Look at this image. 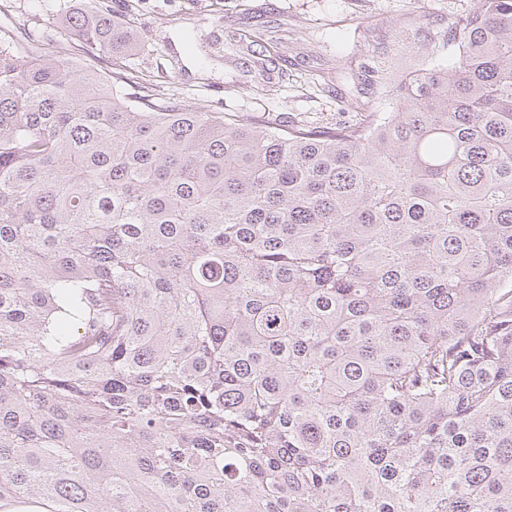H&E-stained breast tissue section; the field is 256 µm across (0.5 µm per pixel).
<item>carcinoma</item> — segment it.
I'll return each instance as SVG.
<instances>
[{
  "instance_id": "obj_1",
  "label": "carcinoma",
  "mask_w": 512,
  "mask_h": 512,
  "mask_svg": "<svg viewBox=\"0 0 512 512\" xmlns=\"http://www.w3.org/2000/svg\"><path fill=\"white\" fill-rule=\"evenodd\" d=\"M0 36V508L512 512V0L335 129Z\"/></svg>"
}]
</instances>
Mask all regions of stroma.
<instances>
[{"mask_svg": "<svg viewBox=\"0 0 512 512\" xmlns=\"http://www.w3.org/2000/svg\"><path fill=\"white\" fill-rule=\"evenodd\" d=\"M476 0H0V29L42 36L77 10L130 22L129 60L155 93L204 112L267 125L331 129L392 111L382 79L399 81L424 47L452 42ZM274 21L282 70L254 86L259 56L220 48L225 29Z\"/></svg>", "mask_w": 512, "mask_h": 512, "instance_id": "stroma-1", "label": "stroma"}]
</instances>
